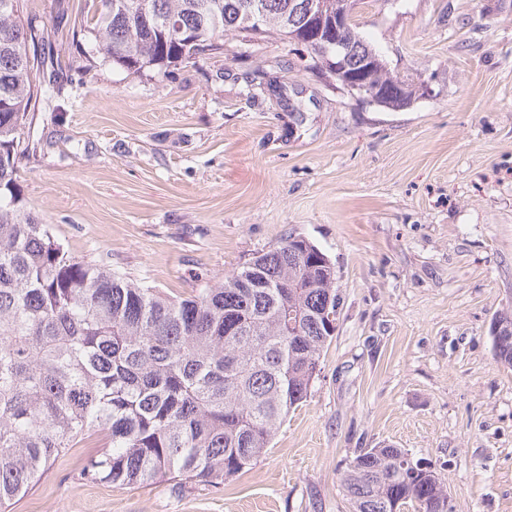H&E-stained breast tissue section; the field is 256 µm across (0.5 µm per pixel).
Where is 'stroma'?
<instances>
[{
	"label": "stroma",
	"instance_id": "1",
	"mask_svg": "<svg viewBox=\"0 0 512 512\" xmlns=\"http://www.w3.org/2000/svg\"><path fill=\"white\" fill-rule=\"evenodd\" d=\"M64 87L19 165L29 210L78 257L171 297L291 235L336 271L340 318L308 397L221 484L82 480L83 449L10 512H351L340 473L390 443L431 462L454 512H512V368L490 325L512 308V0H360L392 72L433 94L390 111L268 38L161 74L87 34L93 0H26Z\"/></svg>",
	"mask_w": 512,
	"mask_h": 512
}]
</instances>
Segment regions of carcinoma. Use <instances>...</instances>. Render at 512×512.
I'll use <instances>...</instances> for the list:
<instances>
[{
  "label": "carcinoma",
  "instance_id": "obj_1",
  "mask_svg": "<svg viewBox=\"0 0 512 512\" xmlns=\"http://www.w3.org/2000/svg\"><path fill=\"white\" fill-rule=\"evenodd\" d=\"M90 17L103 59L129 72H167L246 21L312 54L336 75L321 36L346 55L336 87L401 109L418 85L400 79L357 24L336 28L354 0H100ZM25 0H0V509L40 482L53 462L87 448L93 483L159 479L211 485L256 464L274 430L308 396L339 314L335 268L290 236L241 270L171 298L70 253L17 189L29 114L63 89L45 79L46 36ZM408 451L363 448L341 483L353 512H448L434 467L404 466Z\"/></svg>",
  "mask_w": 512,
  "mask_h": 512
}]
</instances>
